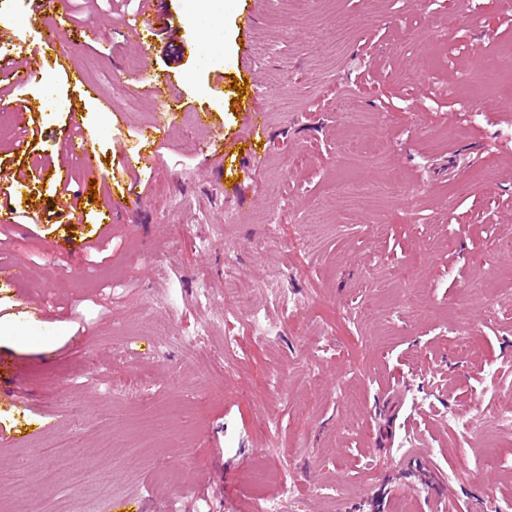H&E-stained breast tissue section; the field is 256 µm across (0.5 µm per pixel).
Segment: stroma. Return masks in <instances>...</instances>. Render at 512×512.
Instances as JSON below:
<instances>
[{"mask_svg":"<svg viewBox=\"0 0 512 512\" xmlns=\"http://www.w3.org/2000/svg\"><path fill=\"white\" fill-rule=\"evenodd\" d=\"M166 2L176 34L143 50L122 37L141 0L35 18L0 0V54L36 73L0 102V177L23 180L0 265L28 267L0 287V512H501L512 6L214 0L245 58L216 77L198 63L194 0ZM58 23L68 36L46 48ZM172 96L187 108L153 161L94 192L74 179L70 213L53 174L72 120L109 172ZM209 107L224 126L213 152L192 123ZM130 185L139 205L104 221ZM401 265L413 282L389 286ZM61 448L79 487L43 479Z\"/></svg>","mask_w":512,"mask_h":512,"instance_id":"obj_1","label":"stroma"}]
</instances>
